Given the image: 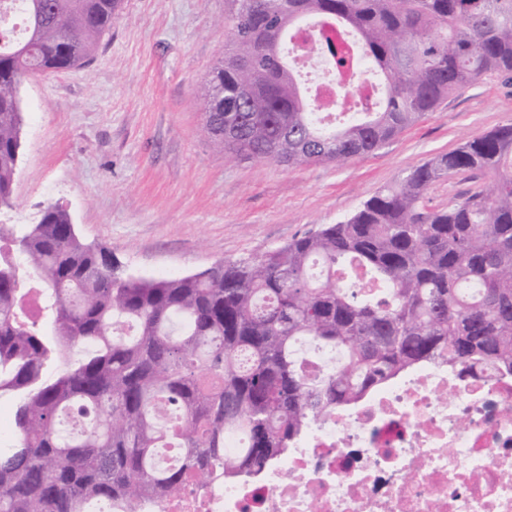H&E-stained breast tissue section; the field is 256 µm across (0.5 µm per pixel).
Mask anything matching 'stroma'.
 I'll use <instances>...</instances> for the list:
<instances>
[{
	"instance_id": "obj_1",
	"label": "stroma",
	"mask_w": 512,
	"mask_h": 512,
	"mask_svg": "<svg viewBox=\"0 0 512 512\" xmlns=\"http://www.w3.org/2000/svg\"><path fill=\"white\" fill-rule=\"evenodd\" d=\"M230 11V0H123L88 61L25 80L15 216L61 203L136 273L184 275L344 220L406 168L512 121V83L487 74L342 164L226 158L201 132L199 95ZM482 183L453 175L428 204H456Z\"/></svg>"
}]
</instances>
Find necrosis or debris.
I'll return each mask as SVG.
<instances>
[{"label": "necrosis or debris", "instance_id": "1", "mask_svg": "<svg viewBox=\"0 0 512 512\" xmlns=\"http://www.w3.org/2000/svg\"><path fill=\"white\" fill-rule=\"evenodd\" d=\"M312 101L357 108L366 70L312 82ZM141 512H512V373L421 366L319 421L249 478L190 477Z\"/></svg>", "mask_w": 512, "mask_h": 512}]
</instances>
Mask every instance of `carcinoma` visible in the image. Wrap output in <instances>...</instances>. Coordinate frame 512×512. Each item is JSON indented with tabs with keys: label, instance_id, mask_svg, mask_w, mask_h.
<instances>
[{
	"label": "carcinoma",
	"instance_id": "obj_1",
	"mask_svg": "<svg viewBox=\"0 0 512 512\" xmlns=\"http://www.w3.org/2000/svg\"><path fill=\"white\" fill-rule=\"evenodd\" d=\"M224 56L201 97L202 132L229 157L288 166L342 163L416 124L448 95L496 72L512 78V0H231ZM121 0H0V401L15 408L0 448V512H137L193 474L258 473L325 416L357 406L421 364L512 371V122L406 169L351 217L260 257L188 275L128 272L48 203L8 215L23 145L16 89L87 61ZM314 19L335 70L354 33L386 78L383 98L314 111L285 63L288 35ZM460 172L488 178L432 209L426 192ZM42 314L24 317V277ZM342 353L307 371L296 345ZM175 412L164 424L155 408ZM237 430L246 447L224 448ZM183 449L174 468L158 448Z\"/></svg>",
	"mask_w": 512,
	"mask_h": 512
}]
</instances>
